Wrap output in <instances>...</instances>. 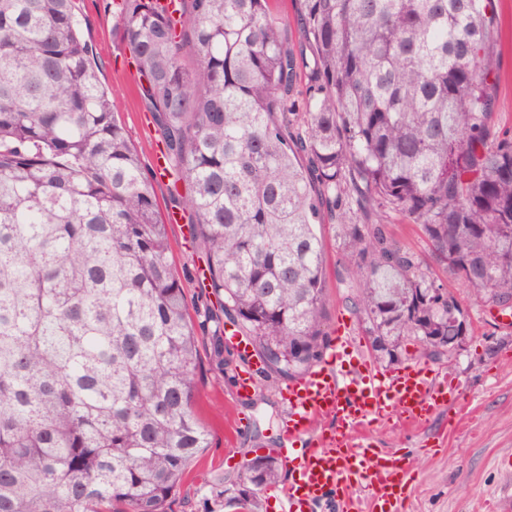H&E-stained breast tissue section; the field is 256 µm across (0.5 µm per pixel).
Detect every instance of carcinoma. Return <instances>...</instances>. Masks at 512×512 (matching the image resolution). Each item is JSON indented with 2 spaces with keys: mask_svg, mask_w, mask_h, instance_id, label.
<instances>
[{
  "mask_svg": "<svg viewBox=\"0 0 512 512\" xmlns=\"http://www.w3.org/2000/svg\"><path fill=\"white\" fill-rule=\"evenodd\" d=\"M272 2L179 0L173 17L112 0L220 303L217 368L227 321L269 382L322 360L327 215L375 358L452 353L468 322L448 279L512 308L491 0H300L293 30ZM82 25L77 0H0V512H166L208 447L197 333ZM257 460L263 490L280 462ZM390 224L394 237L406 248L415 252L421 258H427V247L418 227L415 224H408L401 215L390 212L386 218Z\"/></svg>",
  "mask_w": 512,
  "mask_h": 512,
  "instance_id": "cac0c4a2",
  "label": "carcinoma"
}]
</instances>
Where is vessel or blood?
<instances>
[{
  "label": "vessel or blood",
  "mask_w": 512,
  "mask_h": 512,
  "mask_svg": "<svg viewBox=\"0 0 512 512\" xmlns=\"http://www.w3.org/2000/svg\"><path fill=\"white\" fill-rule=\"evenodd\" d=\"M285 399L288 420L280 454L290 481L282 512H314L329 494L337 512H356L363 496L369 512H400L408 493L407 467L401 458L371 448L370 430L395 414L422 424L458 396L448 377L428 368L378 371L342 324L328 364L289 383ZM319 416L336 425L316 436L312 423Z\"/></svg>",
  "instance_id": "b4317fda"
}]
</instances>
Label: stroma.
Here are the masks:
<instances>
[{
	"label": "stroma",
	"mask_w": 512,
	"mask_h": 512,
	"mask_svg": "<svg viewBox=\"0 0 512 512\" xmlns=\"http://www.w3.org/2000/svg\"><path fill=\"white\" fill-rule=\"evenodd\" d=\"M83 38L91 46L102 83L113 93L112 109L125 128L144 166H152L156 132L152 115L138 92L139 78L127 63L117 17L105 0H82ZM496 67L491 77L496 98V128L512 139V0H495ZM172 259L197 326L201 371L196 411L209 446L191 465L168 512H240V499L256 496L257 512H280L290 473L281 469L278 482L254 492L246 465L259 455L275 453L284 443L282 420L287 412L281 385L256 379L252 397L236 393L243 356L224 349V365L216 367L211 351L212 324L196 305L197 273L203 266L190 244L187 221L168 225ZM321 232L327 244L328 334L338 318L354 324L345 303L346 291L336 281L337 242L330 225ZM471 327L466 343L452 354L434 359L420 353L409 363L446 370L460 397L459 408L437 411L420 427L392 418L372 435L374 448L387 454L404 449L410 489L401 512H512V323L497 308L473 302L465 286L449 281Z\"/></svg>",
	"instance_id": "1"
}]
</instances>
